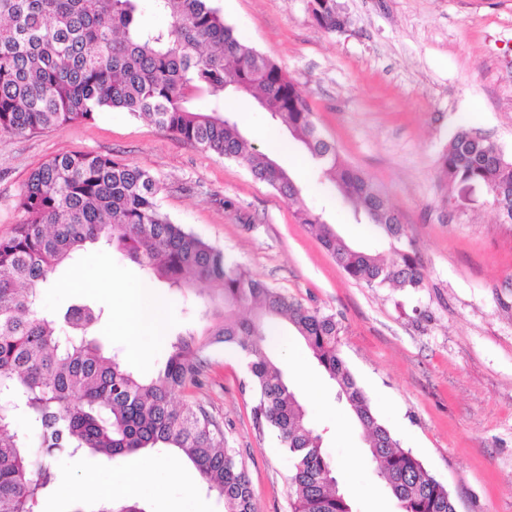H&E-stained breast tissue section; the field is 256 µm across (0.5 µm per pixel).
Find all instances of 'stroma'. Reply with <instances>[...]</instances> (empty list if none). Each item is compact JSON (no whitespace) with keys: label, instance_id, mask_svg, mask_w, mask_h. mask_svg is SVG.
Instances as JSON below:
<instances>
[{"label":"stroma","instance_id":"1","mask_svg":"<svg viewBox=\"0 0 512 512\" xmlns=\"http://www.w3.org/2000/svg\"><path fill=\"white\" fill-rule=\"evenodd\" d=\"M343 33L313 21L308 0H213L238 35L279 64L310 102L314 119L342 158L360 170L399 213L423 265L418 290L370 288L349 279L318 238L298 223L295 207L251 177L237 161L185 143L119 110L33 135H0V237L24 219L17 202L40 164L64 153L109 155L148 169L157 201L173 222L209 240L269 287L304 307L334 315L340 350L378 417L443 483L457 512H512V224L502 223L486 188L467 192L444 182L441 151L459 127L480 131L512 154V0H340ZM234 121L262 153L284 139L266 113L235 111ZM280 165L294 174L310 209L360 249L388 252L373 227L356 223L335 189L315 175L297 143ZM97 282L92 299L104 315L94 334L124 347L112 330L119 312L104 289L150 283L166 320L149 359L127 358L152 374L170 341L208 325L202 296L174 294L136 263L94 245L58 269L40 306L53 312L81 296L82 278ZM294 387L302 377L319 394L304 403L326 432L355 512H400L377 479L362 433L305 345L285 336L272 347ZM208 379L190 388L239 451L257 512H292V459L270 430H258L255 395L240 356L216 346ZM140 461L155 465L156 500L185 512H224L179 452L152 449L101 460L57 456L61 484L95 474L103 486ZM184 479H169V469Z\"/></svg>","mask_w":512,"mask_h":512}]
</instances>
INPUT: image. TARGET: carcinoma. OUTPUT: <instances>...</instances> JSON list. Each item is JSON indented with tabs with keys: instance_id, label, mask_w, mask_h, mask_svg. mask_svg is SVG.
<instances>
[{
	"instance_id": "obj_1",
	"label": "carcinoma",
	"mask_w": 512,
	"mask_h": 512,
	"mask_svg": "<svg viewBox=\"0 0 512 512\" xmlns=\"http://www.w3.org/2000/svg\"><path fill=\"white\" fill-rule=\"evenodd\" d=\"M338 0L314 22L336 31ZM166 18L150 24L146 16ZM253 99L272 124L306 150L319 177L377 228L395 258L349 244L307 207L287 170L251 147L228 104ZM203 100L201 109L196 102ZM104 109L143 118L174 137L244 165L296 205L346 275L370 288L423 287L421 260L404 243L399 214L319 131L314 112L280 65L242 41L211 0H0V134L27 135L90 121ZM442 178L492 191L512 224V157L462 127L441 152ZM146 168L109 155L69 153L34 169L19 196L23 221L0 237V512H34L56 483L49 458L113 459L174 448L198 471L224 512H257L243 460L201 405L175 397L207 379V351L223 345L246 360L259 429L276 433L293 460V512H353L325 452L323 435L284 377L271 344L287 326L303 340L365 434L379 480L401 512H456L448 489L380 420L341 355L333 315L304 307L183 225L157 203ZM104 244L177 290L205 285L211 326L187 328L153 377L123 363L94 337L102 308L91 301L60 313L40 308L55 271L88 244ZM28 421L21 429L17 420ZM97 512H144L137 501Z\"/></svg>"
}]
</instances>
